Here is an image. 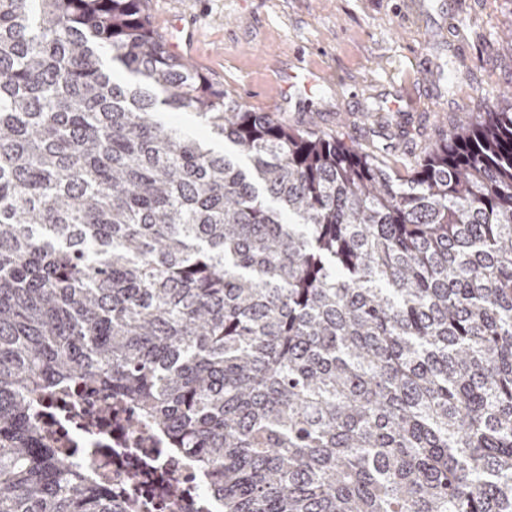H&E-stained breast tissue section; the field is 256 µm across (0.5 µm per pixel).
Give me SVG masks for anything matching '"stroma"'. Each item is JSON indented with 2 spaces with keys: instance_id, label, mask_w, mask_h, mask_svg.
<instances>
[{
  "instance_id": "obj_1",
  "label": "stroma",
  "mask_w": 512,
  "mask_h": 512,
  "mask_svg": "<svg viewBox=\"0 0 512 512\" xmlns=\"http://www.w3.org/2000/svg\"><path fill=\"white\" fill-rule=\"evenodd\" d=\"M162 40L251 112L397 171L465 114L512 104V0H146ZM461 72L455 90L440 77Z\"/></svg>"
}]
</instances>
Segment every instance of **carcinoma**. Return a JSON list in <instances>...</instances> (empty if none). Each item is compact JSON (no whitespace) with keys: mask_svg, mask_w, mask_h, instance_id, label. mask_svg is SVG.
Listing matches in <instances>:
<instances>
[{"mask_svg":"<svg viewBox=\"0 0 512 512\" xmlns=\"http://www.w3.org/2000/svg\"><path fill=\"white\" fill-rule=\"evenodd\" d=\"M76 388L198 512H512V108L402 176L243 109L145 0H0V512H119L35 418Z\"/></svg>","mask_w":512,"mask_h":512,"instance_id":"cac0c4a2","label":"carcinoma"}]
</instances>
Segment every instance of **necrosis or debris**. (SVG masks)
<instances>
[{
    "label": "necrosis or debris",
    "instance_id": "1",
    "mask_svg": "<svg viewBox=\"0 0 512 512\" xmlns=\"http://www.w3.org/2000/svg\"><path fill=\"white\" fill-rule=\"evenodd\" d=\"M41 420L65 454L88 465L124 508L196 512L200 479L143 424L118 423L103 394L76 390L44 396Z\"/></svg>",
    "mask_w": 512,
    "mask_h": 512
}]
</instances>
